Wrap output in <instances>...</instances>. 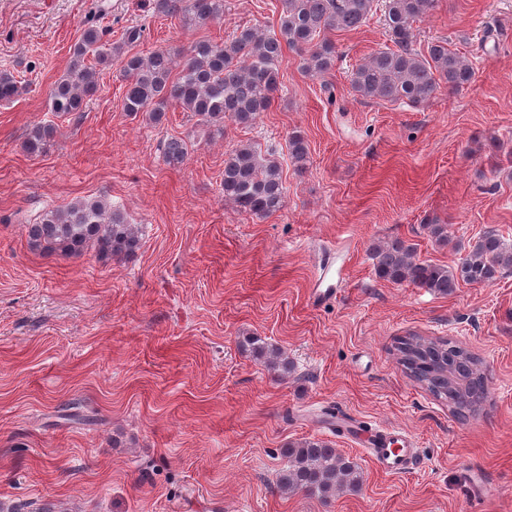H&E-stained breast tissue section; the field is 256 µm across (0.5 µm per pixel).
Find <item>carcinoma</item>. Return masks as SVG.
Returning a JSON list of instances; mask_svg holds the SVG:
<instances>
[{"label": "carcinoma", "mask_w": 512, "mask_h": 512, "mask_svg": "<svg viewBox=\"0 0 512 512\" xmlns=\"http://www.w3.org/2000/svg\"><path fill=\"white\" fill-rule=\"evenodd\" d=\"M279 31L268 35L257 26L240 28L224 43L198 40L186 53L158 49L130 53L143 37L140 27L125 29L123 42L103 43L102 30L91 21L70 48L67 70L57 82L50 111L69 114L82 110L97 89V67L120 65L125 81L123 108L132 115L146 114L156 125L163 123L169 107L179 106L200 117L206 128H223L229 120L252 124L267 111L281 91V66L285 50L299 57L301 69L322 78L336 65V45L327 33L351 32L383 11L391 45L356 64L351 88L366 101L422 105L440 89L450 92L470 86L475 71L468 60L446 39L428 44L427 53L415 48L413 22L430 11L436 0H281ZM152 12L175 18L190 29L224 15V0H152ZM22 93L21 81L0 71V101ZM53 134L49 125L33 127L24 143L31 155L42 153ZM189 153L188 144L171 137L163 143L166 164L179 167ZM293 164L304 169L308 147L299 134L289 141ZM224 200L258 218L279 212L285 187L279 165L251 144L232 149L224 158ZM29 244L43 252L76 256L94 248L102 257L122 259L140 248L135 225L100 199L78 201L65 209H47L28 225ZM376 276L397 284H409L448 296L461 284L490 285L512 272V246L494 230H487L471 244L468 253L448 268L416 257L404 241H377L371 245ZM249 351L265 366L288 375V358L281 348L259 337L247 340ZM395 351L406 373L432 395L448 402L458 417L476 409L485 394L480 360L448 341L406 336ZM287 463L278 476L286 492L301 490L326 498L341 489H358L360 467L319 439L307 438L284 450Z\"/></svg>", "instance_id": "cac0c4a2"}]
</instances>
